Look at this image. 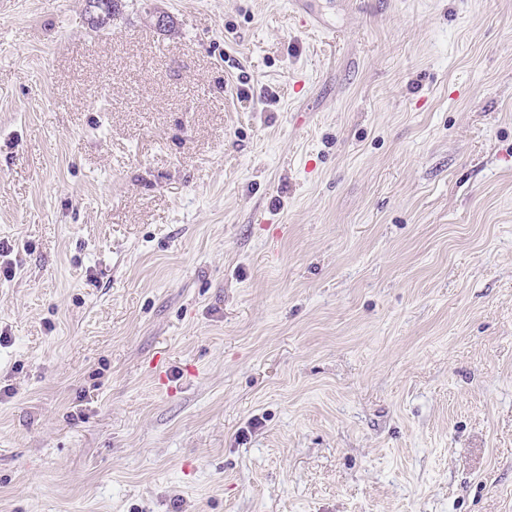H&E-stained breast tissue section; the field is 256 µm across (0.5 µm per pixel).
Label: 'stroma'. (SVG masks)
Masks as SVG:
<instances>
[{
    "label": "stroma",
    "instance_id": "stroma-1",
    "mask_svg": "<svg viewBox=\"0 0 512 512\" xmlns=\"http://www.w3.org/2000/svg\"><path fill=\"white\" fill-rule=\"evenodd\" d=\"M84 6L0 0V512H512V0ZM92 0H87V6L85 9L88 21V25L91 26V30L97 32L100 30H103L109 22L114 19L116 16H118L121 13L122 6V0H97L98 2H91L90 9H95L101 4H103V7H100L99 9L91 12L89 10V4L88 2Z\"/></svg>",
    "mask_w": 512,
    "mask_h": 512
}]
</instances>
